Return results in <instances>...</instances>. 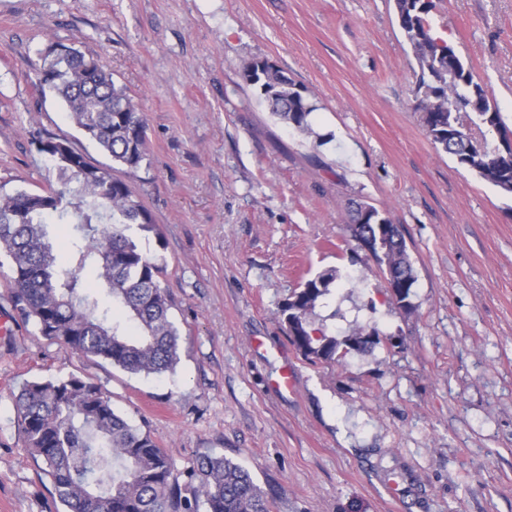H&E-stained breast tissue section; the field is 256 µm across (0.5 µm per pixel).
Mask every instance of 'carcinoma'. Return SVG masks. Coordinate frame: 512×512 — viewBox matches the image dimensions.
Segmentation results:
<instances>
[{"mask_svg":"<svg viewBox=\"0 0 512 512\" xmlns=\"http://www.w3.org/2000/svg\"><path fill=\"white\" fill-rule=\"evenodd\" d=\"M399 27L414 55L418 91L426 98L423 124L437 149L512 196V163L493 171L486 160L491 148H474L462 125L497 131L507 128L484 87L474 81L462 59L448 72V44L424 50L434 0H395ZM52 44L39 72L41 91L60 96L81 133L96 143L112 163L129 171L147 159L145 120L126 89L116 84L96 60L72 45L66 52ZM244 77L259 87L269 111L300 132L311 130L316 106L306 88L265 60L252 62ZM39 151L55 163L59 182L40 192L18 189L0 194V268L8 267L11 297L40 334L72 350L101 357L131 374L162 375L179 361V330L172 303L161 286L163 268L129 234L132 226L154 229L149 211L129 185L103 168L83 174L86 157L68 141L39 140ZM354 233L390 220L377 208L359 221ZM55 218L75 225L73 260L56 255L47 224ZM386 282L396 276L415 284L404 237L375 252ZM100 270L112 294L104 308L81 282L88 262ZM336 281V270L302 282L281 306L291 342L309 360L341 363L350 353L336 337L311 328L309 316ZM16 405L27 447L45 466L55 495L67 512H273V497L250 472L224 456H206L187 471L181 485L173 476L167 451L112 408L102 388L78 376L34 381L21 390ZM190 495H185V492Z\"/></svg>","mask_w":512,"mask_h":512,"instance_id":"cac0c4a2","label":"carcinoma"}]
</instances>
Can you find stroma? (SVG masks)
I'll use <instances>...</instances> for the list:
<instances>
[{"label":"stroma","instance_id":"35a3bbf8","mask_svg":"<svg viewBox=\"0 0 512 512\" xmlns=\"http://www.w3.org/2000/svg\"><path fill=\"white\" fill-rule=\"evenodd\" d=\"M430 26L512 128V0H437ZM51 43L126 87L145 118L139 170L38 90ZM256 60L307 89L311 133L268 112L244 78ZM415 67L393 0H0V193L56 183L41 135L125 181L181 333L174 373L131 375L41 336L0 273V512H64L15 397L69 374L149 432L176 478L230 458L275 512H512V198L436 149ZM357 202L400 227L411 308L355 241ZM328 269L314 327L380 332L341 366L307 360L279 316ZM287 365L290 393L275 386Z\"/></svg>","mask_w":512,"mask_h":512}]
</instances>
